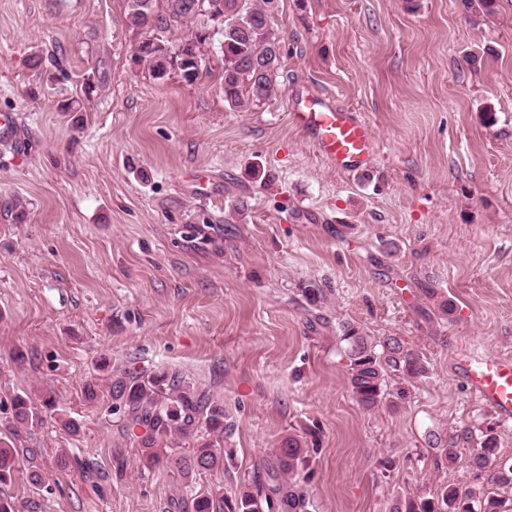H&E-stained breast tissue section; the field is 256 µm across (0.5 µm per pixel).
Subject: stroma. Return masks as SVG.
<instances>
[{"label": "stroma", "mask_w": 512, "mask_h": 512, "mask_svg": "<svg viewBox=\"0 0 512 512\" xmlns=\"http://www.w3.org/2000/svg\"><path fill=\"white\" fill-rule=\"evenodd\" d=\"M272 21L280 92L238 112L215 44L192 84L133 64L123 0H0V113L18 125L0 137V430L14 395L57 401L0 485L21 512H169L174 499L231 496L289 435L317 438L316 512L480 488L471 448L440 463L433 433L490 427L498 460H512V423L454 365L471 343L512 357V0L490 15L463 0H279ZM36 54L61 68L32 66ZM304 89L370 123L380 153L368 170L315 154L289 115ZM309 282L326 293L320 307L302 295ZM344 321L400 337L426 376L363 409ZM103 359L180 373L223 405V468L189 484L141 471L110 396L84 398Z\"/></svg>", "instance_id": "35a3bbf8"}]
</instances>
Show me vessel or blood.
Listing matches in <instances>:
<instances>
[{"instance_id": "b4317fda", "label": "vessel or blood", "mask_w": 512, "mask_h": 512, "mask_svg": "<svg viewBox=\"0 0 512 512\" xmlns=\"http://www.w3.org/2000/svg\"><path fill=\"white\" fill-rule=\"evenodd\" d=\"M291 109L293 124L308 135L314 151L330 168L359 173L371 165L378 141L360 113L313 90L293 95ZM455 363L480 402L502 422H512V358L488 353L474 343L457 353Z\"/></svg>"}]
</instances>
